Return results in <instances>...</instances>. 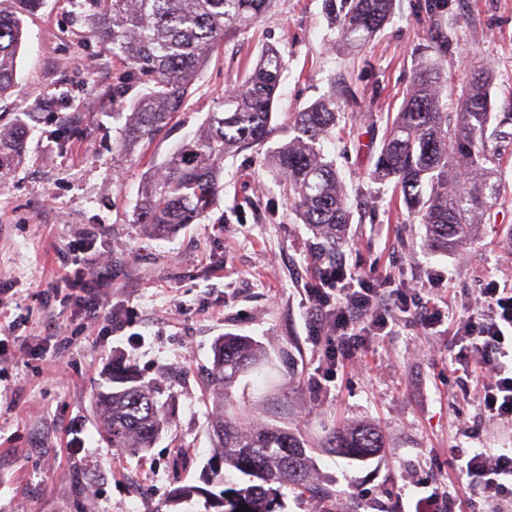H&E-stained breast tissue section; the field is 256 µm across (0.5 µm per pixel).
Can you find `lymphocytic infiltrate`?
<instances>
[{"label":"lymphocytic infiltrate","mask_w":512,"mask_h":512,"mask_svg":"<svg viewBox=\"0 0 512 512\" xmlns=\"http://www.w3.org/2000/svg\"><path fill=\"white\" fill-rule=\"evenodd\" d=\"M107 268L87 267L77 277L62 274L75 291L81 315L121 320L96 288ZM311 314V334L321 345L318 368L322 375L355 365L370 337L382 335L394 318H409L422 329L438 326L440 314L434 303L409 299L400 289L380 287L377 278L366 277L344 259L332 258L318 267L317 281L303 288ZM449 334L455 350L449 372H463L472 381L476 397L489 416L512 421V288L498 281L480 283L473 314L452 326ZM457 484L448 496L428 495L427 512H456L457 506L481 501L483 512H512V454H489L454 449Z\"/></svg>","instance_id":"1"}]
</instances>
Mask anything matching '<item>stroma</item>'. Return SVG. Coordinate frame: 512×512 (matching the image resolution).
Listing matches in <instances>:
<instances>
[{
    "label": "stroma",
    "instance_id": "35a3bbf8",
    "mask_svg": "<svg viewBox=\"0 0 512 512\" xmlns=\"http://www.w3.org/2000/svg\"><path fill=\"white\" fill-rule=\"evenodd\" d=\"M324 0H277L250 28L219 46L201 68L175 124L130 157L119 156L124 117L112 114V81L123 67L111 47L89 36L92 0H45L24 16L11 94L0 121L35 113L23 160L0 176V288L21 325L0 340V512H204L219 493L212 471L219 450L209 434L218 384L214 346L227 334L263 348L264 363L231 389L245 424L299 432L335 497L322 503L285 490L276 512H412L416 500L454 487L455 448L512 452V422L488 417L448 371V325L468 315L479 283L512 281V0H446L435 19L418 0H395L394 13L355 55L337 52ZM448 48L435 53L437 34ZM278 48L284 70L267 145L227 156L224 191L194 224L147 235L134 209L142 177L201 130L225 90L253 67L263 46ZM431 58L463 86L471 65L492 73L490 129L502 154V194L477 240L431 248L424 224L408 211L395 182L374 169L387 119L398 112L416 67ZM346 103L335 160L352 210L337 256L366 276L436 302L442 323L423 331L408 319L363 353V363L324 381L319 347L308 331L303 284L323 241L302 223L267 153L280 129L328 92ZM74 99L57 104L60 93ZM67 117L73 136L53 135ZM88 242L87 250L73 246ZM111 257L102 285L123 319L74 315L43 289L70 263ZM38 344L19 355L22 342ZM135 368L161 389L174 418L148 452L116 451L93 412L114 363ZM380 430L385 446L356 459L329 449L339 425ZM193 489L192 498L181 495Z\"/></svg>",
    "mask_w": 512,
    "mask_h": 512
}]
</instances>
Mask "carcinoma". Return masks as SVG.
I'll return each mask as SVG.
<instances>
[{"instance_id": "obj_1", "label": "carcinoma", "mask_w": 512, "mask_h": 512, "mask_svg": "<svg viewBox=\"0 0 512 512\" xmlns=\"http://www.w3.org/2000/svg\"><path fill=\"white\" fill-rule=\"evenodd\" d=\"M43 0H0V97L15 87L22 15ZM89 35L112 47L126 72L112 82V108L131 106L118 142L132 153L152 141L183 110L188 90L210 53L266 14L275 0H93ZM395 0H324L326 15L339 26V51L363 48L389 19ZM283 59L272 47L261 50L253 69L224 94L223 109L212 112L204 129L160 166L147 173L136 203L135 219L153 232L206 217L224 190V156L260 146L273 137V105ZM143 91L127 101L131 81ZM492 75L483 65L471 69L454 107L443 103L454 93L451 78L437 62L419 64L414 84L392 120L377 176L396 179L406 206L426 224L430 246L448 250L476 237L500 195L501 158L487 136L491 118ZM341 103L331 92L288 117L292 137L274 148L268 160L299 219L317 228L330 248L350 211L333 161L323 141L335 133ZM30 127L19 120L0 126V174L21 160ZM262 351L247 336L226 334L215 346L213 371L222 381L218 413L210 428L224 465L248 481L205 500V512H273L281 488L329 501L333 491L316 481L315 465L299 434L265 424L246 426L224 407L238 376L259 367ZM124 388L102 392L96 411L112 447L135 455L150 447L170 423L156 391L126 372L112 375ZM383 447L380 431L368 425L335 432L332 448L366 458Z\"/></svg>"}]
</instances>
